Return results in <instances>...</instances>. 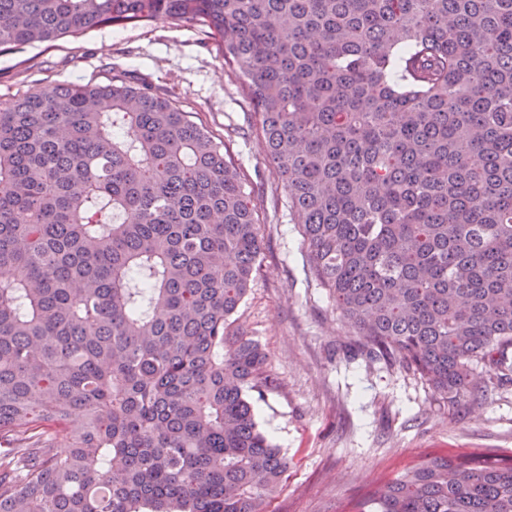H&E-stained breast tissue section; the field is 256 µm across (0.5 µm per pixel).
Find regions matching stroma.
Masks as SVG:
<instances>
[{
	"mask_svg": "<svg viewBox=\"0 0 512 512\" xmlns=\"http://www.w3.org/2000/svg\"><path fill=\"white\" fill-rule=\"evenodd\" d=\"M120 72L190 112L251 191L262 252L233 319L265 350L275 380L251 394L260 430L288 460L268 512H357L379 481L451 448L512 456V384L490 386L480 401L453 397L355 355L356 330L311 270L247 82L225 68L205 29L160 21L0 53V102Z\"/></svg>",
	"mask_w": 512,
	"mask_h": 512,
	"instance_id": "1",
	"label": "stroma"
}]
</instances>
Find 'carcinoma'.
I'll list each match as a JSON object with an SVG mask.
<instances>
[{"mask_svg": "<svg viewBox=\"0 0 512 512\" xmlns=\"http://www.w3.org/2000/svg\"><path fill=\"white\" fill-rule=\"evenodd\" d=\"M157 21L248 79L359 355L474 400L512 381V0H0V52ZM261 249L169 97L115 75L0 103V512H266L267 354L227 332ZM360 512H512V458L450 449Z\"/></svg>", "mask_w": 512, "mask_h": 512, "instance_id": "1", "label": "carcinoma"}]
</instances>
